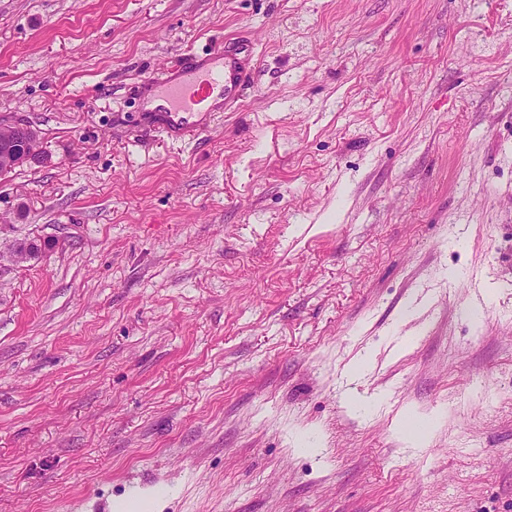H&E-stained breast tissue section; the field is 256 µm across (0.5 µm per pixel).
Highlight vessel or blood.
Listing matches in <instances>:
<instances>
[{"label": "vessel or blood", "instance_id": "obj_1", "mask_svg": "<svg viewBox=\"0 0 512 512\" xmlns=\"http://www.w3.org/2000/svg\"><path fill=\"white\" fill-rule=\"evenodd\" d=\"M253 49L237 41L232 51L214 48L207 57L185 54L161 81L155 82L158 127L167 140L179 142L202 132L206 117L236 101L251 86L255 71L248 64Z\"/></svg>", "mask_w": 512, "mask_h": 512}]
</instances>
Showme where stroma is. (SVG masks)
Listing matches in <instances>:
<instances>
[{
	"label": "stroma",
	"instance_id": "35a3bbf8",
	"mask_svg": "<svg viewBox=\"0 0 512 512\" xmlns=\"http://www.w3.org/2000/svg\"><path fill=\"white\" fill-rule=\"evenodd\" d=\"M231 37L253 87L163 142ZM18 120L0 512H512V0H0ZM229 41H233V53L224 46L202 59L187 53L164 79L151 82L157 94L149 102H162L151 111L156 112L158 128L167 140L179 142L202 132L207 128L205 116L232 104L254 83L255 70L246 63L253 58L251 45ZM10 132L3 136L0 134V163L18 165L9 169L0 167V175L10 173L21 164L38 161L42 157L39 148V138L36 129L22 122H14L10 126ZM30 142L33 147L29 153H20L16 148L19 141ZM413 416L408 412L406 418L403 420L402 424L396 428V436L399 441L406 445H416L419 442H424L429 440L430 435L432 433V426L430 423L421 420V424L416 429H410V420ZM400 427L403 429H400ZM409 436H408V435ZM411 436V437H410Z\"/></svg>",
	"mask_w": 512,
	"mask_h": 512
}]
</instances>
